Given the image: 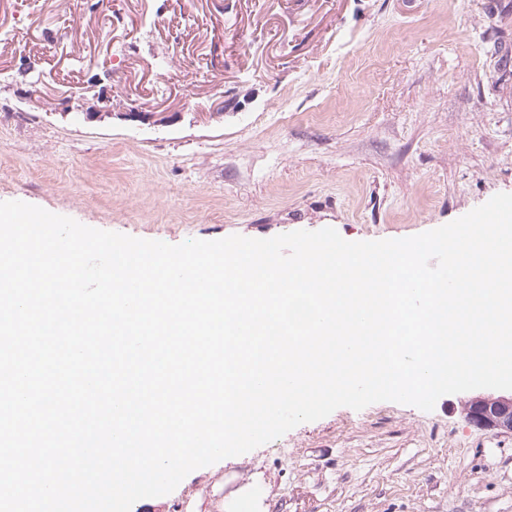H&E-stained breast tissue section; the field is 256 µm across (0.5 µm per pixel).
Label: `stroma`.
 <instances>
[{"label":"stroma","instance_id":"stroma-1","mask_svg":"<svg viewBox=\"0 0 512 512\" xmlns=\"http://www.w3.org/2000/svg\"><path fill=\"white\" fill-rule=\"evenodd\" d=\"M512 193V0H0V201L178 244ZM512 512V432L340 407L136 512Z\"/></svg>","mask_w":512,"mask_h":512}]
</instances>
